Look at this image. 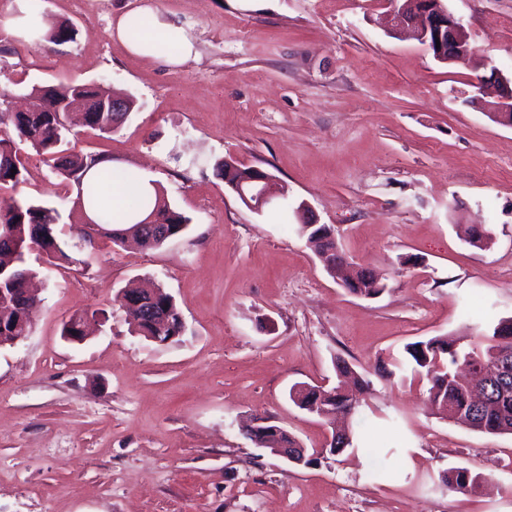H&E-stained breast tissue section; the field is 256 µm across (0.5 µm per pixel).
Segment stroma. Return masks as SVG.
Listing matches in <instances>:
<instances>
[{"label":"stroma","instance_id":"stroma-1","mask_svg":"<svg viewBox=\"0 0 512 512\" xmlns=\"http://www.w3.org/2000/svg\"><path fill=\"white\" fill-rule=\"evenodd\" d=\"M146 3L190 31L196 56L169 65L112 41V22ZM447 5L470 66L391 35L387 0H36L74 40L0 34L16 94L80 82L133 99L114 132L77 125L70 141L143 172L191 219L157 249L99 238L78 271L35 260L33 332L0 347V512H512V434L432 412L426 380L398 366L407 343L467 347L512 318V127L470 102L484 63L512 76V0ZM20 158L16 198L78 224L75 187L30 147ZM224 159L272 175L285 201L248 207L217 174ZM302 202L349 262L381 275V296L327 274L298 230ZM471 225L491 248L465 241ZM152 283L184 318L166 345L133 333L115 300ZM96 309L102 333L64 338ZM340 361L367 387L353 446L333 454L289 390L336 385ZM255 416L311 463L256 447L241 430ZM455 467L479 489L448 488Z\"/></svg>","mask_w":512,"mask_h":512}]
</instances>
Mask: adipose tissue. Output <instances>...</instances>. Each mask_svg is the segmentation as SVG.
I'll use <instances>...</instances> for the list:
<instances>
[{"label": "adipose tissue", "instance_id": "1", "mask_svg": "<svg viewBox=\"0 0 512 512\" xmlns=\"http://www.w3.org/2000/svg\"><path fill=\"white\" fill-rule=\"evenodd\" d=\"M113 40L129 53L152 58L168 64H178L195 53V42L182 26L161 20L154 8L141 6L136 17H122L111 28ZM153 186L149 178L130 176L120 167L112 169V183L108 197L116 218L127 216L142 219L140 201L150 194Z\"/></svg>", "mask_w": 512, "mask_h": 512}]
</instances>
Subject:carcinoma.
<instances>
[{"label": "carcinoma", "mask_w": 512, "mask_h": 512, "mask_svg": "<svg viewBox=\"0 0 512 512\" xmlns=\"http://www.w3.org/2000/svg\"><path fill=\"white\" fill-rule=\"evenodd\" d=\"M39 14L30 18L32 36L50 42L71 41L75 30L63 24L57 30L40 34ZM29 96L47 108L45 112H11L8 108L11 92L7 85L0 84V191L15 190L22 183L21 160L16 149L28 144L39 153L48 156L52 171L71 182L76 188L74 204L81 216L87 217L85 209H98L92 218L99 228L112 225V205L103 195L101 184L112 180V166L103 154H80L69 148L59 149L73 124L71 113L64 111L63 103L76 97L82 98L84 112L79 123L102 134L113 131L114 113L102 111L110 95L90 84H66L34 86ZM215 168L218 175L230 182L252 176V171L220 161ZM16 173H11V170ZM98 170L97 178L86 180L89 171ZM144 205L150 208L149 216L154 223L166 228L176 237L186 231L189 218L174 210L161 194L155 190V198H145ZM57 209L31 201L11 199L0 205V333L10 331L26 313V301L21 289L27 287L31 278L40 270L26 265L21 256L31 251L45 258L50 266L62 264L78 266L83 263L81 252L96 245L93 237L82 238L76 245L62 238L58 229ZM363 287L351 288L349 292L365 299L379 297L386 284L361 279ZM142 307H161L169 304L168 317L171 327L164 335H173L179 326L181 313L173 298L160 286L152 292L141 293ZM487 346L476 345L465 349L458 340L448 336L419 340L405 346L406 361L413 369L424 375L429 382V405L432 411L450 418L459 414L467 416L463 423L470 428L489 434L512 433V376L505 380L491 378L480 393L455 379L458 367L466 362L476 363L492 371L507 357L512 360V318L501 319L492 333L484 335ZM329 402L336 409L350 413L355 401L341 394V387L332 388ZM448 486L461 493L473 491L481 483V476L466 468H452L444 476Z\"/></svg>", "instance_id": "cac0c4a2"}]
</instances>
